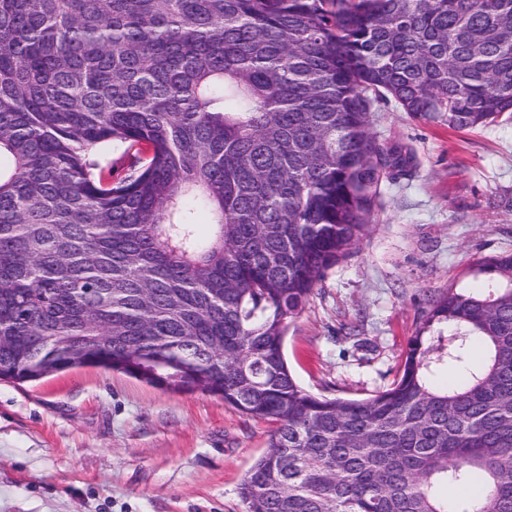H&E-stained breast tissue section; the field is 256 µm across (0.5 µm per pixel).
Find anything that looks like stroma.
<instances>
[{
    "instance_id": "stroma-1",
    "label": "stroma",
    "mask_w": 512,
    "mask_h": 512,
    "mask_svg": "<svg viewBox=\"0 0 512 512\" xmlns=\"http://www.w3.org/2000/svg\"><path fill=\"white\" fill-rule=\"evenodd\" d=\"M372 130L415 165L382 184L369 231L285 343L297 381L329 397L388 387L430 298L512 254V117L455 131L383 104ZM271 431L216 397L104 368L0 381V512H244L238 487Z\"/></svg>"
}]
</instances>
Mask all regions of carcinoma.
<instances>
[{"mask_svg":"<svg viewBox=\"0 0 512 512\" xmlns=\"http://www.w3.org/2000/svg\"><path fill=\"white\" fill-rule=\"evenodd\" d=\"M381 102L512 112V0H0V379L95 366L274 424L245 512H458L440 487L476 483L472 512H512V254L432 300L369 398L285 358L414 166Z\"/></svg>","mask_w":512,"mask_h":512,"instance_id":"carcinoma-1","label":"carcinoma"}]
</instances>
